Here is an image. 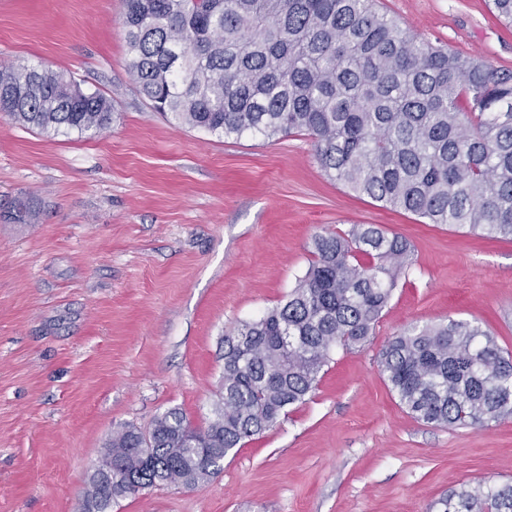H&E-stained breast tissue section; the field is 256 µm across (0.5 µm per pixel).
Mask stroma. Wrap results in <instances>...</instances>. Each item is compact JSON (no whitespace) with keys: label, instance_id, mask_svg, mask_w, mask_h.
Returning <instances> with one entry per match:
<instances>
[{"label":"stroma","instance_id":"1","mask_svg":"<svg viewBox=\"0 0 512 512\" xmlns=\"http://www.w3.org/2000/svg\"><path fill=\"white\" fill-rule=\"evenodd\" d=\"M431 45L512 69L491 0H378ZM122 0H0V66L43 65L112 100L97 134L0 112V512H80L113 431L221 405L224 336L277 306L313 237L377 224L412 262L365 346L335 349L305 402L193 488L112 512H427L512 482V419L411 418L378 354L411 325L479 324L512 352V240L382 207L327 177L308 136L224 138L154 112L128 75ZM37 211L30 224L11 205Z\"/></svg>","mask_w":512,"mask_h":512}]
</instances>
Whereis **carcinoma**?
Here are the masks:
<instances>
[{"mask_svg": "<svg viewBox=\"0 0 512 512\" xmlns=\"http://www.w3.org/2000/svg\"><path fill=\"white\" fill-rule=\"evenodd\" d=\"M129 77L157 112L225 137L312 139L330 178L429 224L512 239V70L435 48L376 0H123ZM0 112L44 131L98 133L112 99L39 65L0 67ZM285 299L224 336V397L207 427L171 409L149 437L112 435L86 503L111 512L145 489L195 487L316 386L330 353L365 344L411 249L375 224L312 239ZM379 366L414 419L483 427L512 418V353L481 326H412ZM152 443L150 456L141 448ZM429 512H512V484L461 485Z\"/></svg>", "mask_w": 512, "mask_h": 512, "instance_id": "obj_1", "label": "carcinoma"}]
</instances>
